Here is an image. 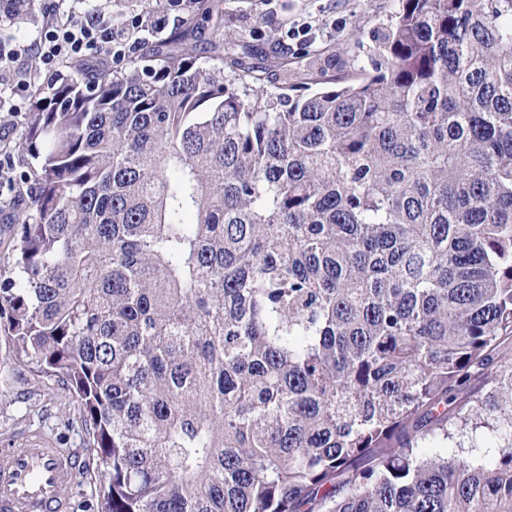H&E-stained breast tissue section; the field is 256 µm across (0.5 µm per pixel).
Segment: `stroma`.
Listing matches in <instances>:
<instances>
[{"label": "stroma", "instance_id": "obj_1", "mask_svg": "<svg viewBox=\"0 0 512 512\" xmlns=\"http://www.w3.org/2000/svg\"><path fill=\"white\" fill-rule=\"evenodd\" d=\"M223 7L237 19L226 35L260 50L255 63L265 69V88L275 91L283 78L279 67L264 56L269 28H277L282 36L291 29L302 31L304 38L294 52L335 50L337 73H348L353 59H366L376 31L389 24L393 0H223ZM70 400L57 382L17 361L0 344V445L54 447L62 434L70 448L80 449L79 435L64 426Z\"/></svg>", "mask_w": 512, "mask_h": 512}]
</instances>
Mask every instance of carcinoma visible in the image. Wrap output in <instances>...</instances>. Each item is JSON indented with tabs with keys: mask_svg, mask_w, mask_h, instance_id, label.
I'll use <instances>...</instances> for the list:
<instances>
[{
	"mask_svg": "<svg viewBox=\"0 0 512 512\" xmlns=\"http://www.w3.org/2000/svg\"><path fill=\"white\" fill-rule=\"evenodd\" d=\"M393 2L309 94L192 26L0 107V341L72 395L104 512H512V0ZM481 428L490 466L426 451ZM10 205L7 207L1 205L0 212V267L2 269L7 266L8 252L7 246L12 239L14 215L21 210L27 209L29 206V199L24 196H19L17 192L8 194ZM10 198L13 200L10 201Z\"/></svg>",
	"mask_w": 512,
	"mask_h": 512,
	"instance_id": "cac0c4a2",
	"label": "carcinoma"
}]
</instances>
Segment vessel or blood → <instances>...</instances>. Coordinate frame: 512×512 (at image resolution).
<instances>
[{
  "label": "vessel or blood",
  "mask_w": 512,
  "mask_h": 512,
  "mask_svg": "<svg viewBox=\"0 0 512 512\" xmlns=\"http://www.w3.org/2000/svg\"><path fill=\"white\" fill-rule=\"evenodd\" d=\"M83 466L73 451L0 448V512H72L61 494Z\"/></svg>",
  "instance_id": "obj_1"
}]
</instances>
